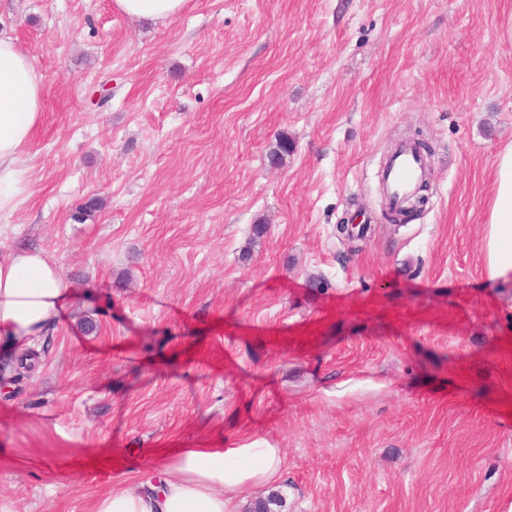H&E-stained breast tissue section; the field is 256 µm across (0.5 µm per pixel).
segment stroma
Returning a JSON list of instances; mask_svg holds the SVG:
<instances>
[{"mask_svg":"<svg viewBox=\"0 0 512 512\" xmlns=\"http://www.w3.org/2000/svg\"><path fill=\"white\" fill-rule=\"evenodd\" d=\"M510 25L512 0H0L43 82L0 257L42 249L74 294L0 386V512H93L157 450L252 441L283 467L242 512H512V280L482 273ZM411 138L430 190L392 224ZM119 11L134 21H166L180 14L186 0H114ZM426 171L424 161L413 147L404 145L393 158L387 176L386 188L390 201L399 204L415 188L421 174ZM39 353L33 349L27 350L22 356H14L1 363V372L11 378L9 383H19L28 373L32 372L38 363ZM23 369V371H21Z\"/></svg>","mask_w":512,"mask_h":512,"instance_id":"35a3bbf8","label":"stroma"}]
</instances>
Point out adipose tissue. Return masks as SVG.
<instances>
[{
	"instance_id": "obj_1",
	"label": "adipose tissue",
	"mask_w": 512,
	"mask_h": 512,
	"mask_svg": "<svg viewBox=\"0 0 512 512\" xmlns=\"http://www.w3.org/2000/svg\"><path fill=\"white\" fill-rule=\"evenodd\" d=\"M134 21H165L186 0H114ZM43 112V87L29 56L0 32V214L12 212L29 191L20 164ZM488 281L512 279V145L498 156L483 238ZM72 296L58 266L39 249L0 258V352L9 354L42 340L60 322ZM151 468L161 479L144 490H112L93 512H235L236 499L275 480L280 449L247 444L231 448H167Z\"/></svg>"
}]
</instances>
